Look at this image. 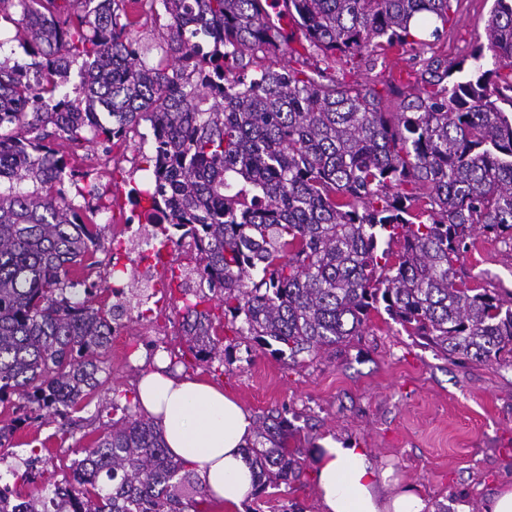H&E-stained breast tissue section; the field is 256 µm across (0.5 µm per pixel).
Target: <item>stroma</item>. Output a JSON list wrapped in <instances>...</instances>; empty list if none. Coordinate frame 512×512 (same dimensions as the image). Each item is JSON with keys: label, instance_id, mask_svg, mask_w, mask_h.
<instances>
[{"label": "stroma", "instance_id": "obj_1", "mask_svg": "<svg viewBox=\"0 0 512 512\" xmlns=\"http://www.w3.org/2000/svg\"><path fill=\"white\" fill-rule=\"evenodd\" d=\"M492 4L459 0L435 56L451 65L468 57L484 35ZM291 46L299 61L327 78L381 91L388 112L397 108L398 91L421 80L423 55L416 51L354 60L326 55L299 29ZM151 146L152 130L144 122L114 152L82 141L65 143L64 150L73 169L109 184L114 224H121L140 213L128 200L129 183L144 177L143 156ZM458 267L475 285L512 296V249L498 240L478 237ZM156 299L151 312L132 320L139 343L129 364L103 357L101 385L86 399L81 416L96 427L111 421L113 391L134 392L140 378L161 365L224 389L251 415L282 411L296 431L302 475L276 495H253L246 512H318L312 451L328 435L368 448L377 469H392L394 478L417 486L438 512H456L461 503L469 512H482L485 498L512 477V364L449 361L375 315L360 335L298 365L243 341L232 362L208 367L186 353L178 289L162 281ZM88 442L83 429L64 432L57 421L43 419L6 442L0 475L13 468L31 471L34 485L60 480Z\"/></svg>", "mask_w": 512, "mask_h": 512}]
</instances>
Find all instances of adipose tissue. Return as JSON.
Returning a JSON list of instances; mask_svg holds the SVG:
<instances>
[{
  "instance_id": "obj_1",
  "label": "adipose tissue",
  "mask_w": 512,
  "mask_h": 512,
  "mask_svg": "<svg viewBox=\"0 0 512 512\" xmlns=\"http://www.w3.org/2000/svg\"><path fill=\"white\" fill-rule=\"evenodd\" d=\"M139 399L170 455L197 465L209 496L227 512H240L255 484L244 454L254 429L251 414L214 386L160 372L143 377ZM313 457L319 512H425L418 491L391 485L367 449L328 436Z\"/></svg>"
}]
</instances>
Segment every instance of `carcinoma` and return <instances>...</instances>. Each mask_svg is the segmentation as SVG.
<instances>
[{
    "label": "carcinoma",
    "instance_id": "1",
    "mask_svg": "<svg viewBox=\"0 0 512 512\" xmlns=\"http://www.w3.org/2000/svg\"><path fill=\"white\" fill-rule=\"evenodd\" d=\"M454 0H0L28 62H0V403L15 417L69 419L99 386L123 310L97 303L84 258L101 247L61 188L60 141L111 150L147 121L154 190L146 223L193 240L188 350L224 361L210 314L294 365L359 335L384 312L449 358L512 353V302L456 264L476 236L512 241V0H493L466 71L426 60L428 87L384 112L376 93L323 71L281 66L294 18L324 53L362 57L432 48ZM157 9L171 60L151 65L128 6ZM419 16L424 29L411 31ZM78 67L75 96L62 92ZM30 181L36 189L15 185ZM76 195L107 209L96 181ZM279 414L256 417L246 449L257 491L297 480L302 463ZM93 469L28 496L0 484V512H208L195 470L171 456L154 420L128 414L81 449Z\"/></svg>",
    "mask_w": 512,
    "mask_h": 512
}]
</instances>
